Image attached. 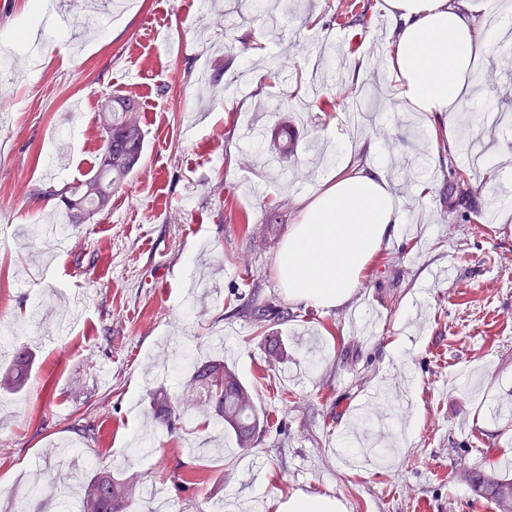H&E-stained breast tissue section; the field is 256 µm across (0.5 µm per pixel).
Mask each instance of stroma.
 <instances>
[{
	"label": "stroma",
	"mask_w": 512,
	"mask_h": 512,
	"mask_svg": "<svg viewBox=\"0 0 512 512\" xmlns=\"http://www.w3.org/2000/svg\"><path fill=\"white\" fill-rule=\"evenodd\" d=\"M41 0H0V61L10 112L0 118V327L35 362L26 386L0 392V512H80L78 497L41 484L73 454L85 474L110 469L143 483L128 512H147L165 487L166 512H278L293 495L339 499L344 512H494L461 477L512 458V195L495 222L464 223L483 208L486 177L512 180V113L497 88L512 70L476 74L474 191L457 198L424 165L415 116L394 104L385 63L392 19L373 0L364 24L336 17L337 0H130L81 41L60 28L40 52L13 31ZM366 61L372 99L351 128L323 82ZM134 95L145 150L107 210L68 227L65 249L30 238L59 223L61 188L100 154L98 112L111 91ZM289 111H275L280 99ZM289 134L294 153L269 161ZM371 140L403 204V226L371 262L353 301L293 305L274 325L287 355L269 367L260 333L232 317L252 289L287 301L275 268L299 201L323 188L327 146ZM194 350L184 364L186 350ZM225 356L266 420L240 453L218 420L196 411L175 432L154 422L150 394L181 395L195 363ZM386 398L368 416L371 395ZM94 422L89 443L72 425ZM187 486L179 488L177 476Z\"/></svg>",
	"instance_id": "1"
}]
</instances>
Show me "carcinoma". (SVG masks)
Instances as JSON below:
<instances>
[{
    "label": "carcinoma",
    "instance_id": "1",
    "mask_svg": "<svg viewBox=\"0 0 512 512\" xmlns=\"http://www.w3.org/2000/svg\"><path fill=\"white\" fill-rule=\"evenodd\" d=\"M136 97L129 94H112V110H102L98 115L102 139L101 152L112 153V168L101 165L84 179L67 186L72 204L64 205L63 213L69 224L83 223L82 215L96 206L97 197L112 194L122 186L137 169L144 151V132L132 117L139 111ZM447 168L456 186L470 185L469 171L458 164L453 154H448ZM236 314L260 328L288 320L290 308L276 300L264 297L255 288ZM33 353L27 347L17 349L12 363L0 368V390L17 392L23 386L32 364ZM190 389L193 404L210 410L224 428L236 438L238 450L247 452L260 443L263 433L262 411L257 405L251 388L246 385L222 358H214L197 365L191 375ZM152 408L159 422L174 429L189 416L190 405L172 398L163 390L152 393ZM468 485L477 496L497 504L504 489H512V479L506 475L486 473L483 468L468 471ZM136 476L117 479L112 471L100 469L78 487L81 512H127L139 491Z\"/></svg>",
    "mask_w": 512,
    "mask_h": 512
}]
</instances>
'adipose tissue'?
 I'll return each instance as SVG.
<instances>
[{"label":"adipose tissue","instance_id":"1","mask_svg":"<svg viewBox=\"0 0 512 512\" xmlns=\"http://www.w3.org/2000/svg\"><path fill=\"white\" fill-rule=\"evenodd\" d=\"M399 33L390 72L399 108L423 119L421 131L431 146L427 164L439 166L435 135L449 149L457 140L452 122L461 102L476 97L471 77L512 44L480 26L466 0H386ZM336 139L329 147L325 189L302 208L275 265L289 300L337 308L351 300L372 259L403 222L390 190L381 150Z\"/></svg>","mask_w":512,"mask_h":512}]
</instances>
